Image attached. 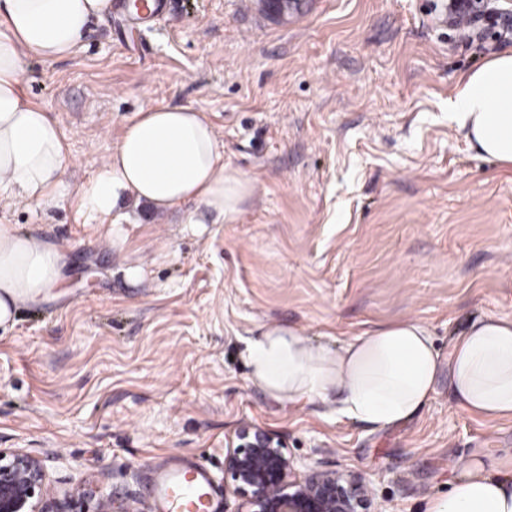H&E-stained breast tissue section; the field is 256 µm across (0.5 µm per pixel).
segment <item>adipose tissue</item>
<instances>
[{"instance_id": "adipose-tissue-1", "label": "adipose tissue", "mask_w": 512, "mask_h": 512, "mask_svg": "<svg viewBox=\"0 0 512 512\" xmlns=\"http://www.w3.org/2000/svg\"><path fill=\"white\" fill-rule=\"evenodd\" d=\"M112 0H0V193L43 209L68 195L64 134L26 98L28 59L50 63L74 55L91 22ZM479 156L512 168V52L464 74L448 106ZM253 190L246 174L227 169L212 124L192 106L149 107L125 126L96 176L77 192L81 208L107 217L126 196L159 211L197 203L201 214L233 223ZM65 254L57 245L0 224V327L20 306L58 288ZM249 381L284 406L335 402L339 415L375 428L404 424L429 403L447 376L456 404L485 419H512V318L484 315L439 351L429 328L403 317L331 347L298 327L258 326L245 343ZM424 512H512V473L483 463L464 466L448 494L429 497Z\"/></svg>"}]
</instances>
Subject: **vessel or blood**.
<instances>
[{"label": "vessel or blood", "mask_w": 512, "mask_h": 512, "mask_svg": "<svg viewBox=\"0 0 512 512\" xmlns=\"http://www.w3.org/2000/svg\"><path fill=\"white\" fill-rule=\"evenodd\" d=\"M211 480L201 469H174L154 488L156 512H209Z\"/></svg>", "instance_id": "1"}]
</instances>
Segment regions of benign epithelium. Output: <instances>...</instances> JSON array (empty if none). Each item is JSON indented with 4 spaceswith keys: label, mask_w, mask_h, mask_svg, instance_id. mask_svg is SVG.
<instances>
[{
    "label": "benign epithelium",
    "mask_w": 512,
    "mask_h": 512,
    "mask_svg": "<svg viewBox=\"0 0 512 512\" xmlns=\"http://www.w3.org/2000/svg\"><path fill=\"white\" fill-rule=\"evenodd\" d=\"M224 488L238 500L237 512H385L363 475L297 458L284 438L252 424L239 426L225 442ZM93 503L131 512L98 487L59 489L41 457L0 448V512H90Z\"/></svg>",
    "instance_id": "obj_1"
}]
</instances>
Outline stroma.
<instances>
[{
    "mask_svg": "<svg viewBox=\"0 0 512 512\" xmlns=\"http://www.w3.org/2000/svg\"><path fill=\"white\" fill-rule=\"evenodd\" d=\"M511 49L501 29L450 21L448 0H167L149 20L92 22L73 57L29 60L24 92L67 136L72 189L141 109L191 105L254 193L236 223L195 228L192 202L159 213L128 197L105 220L67 198L0 202V224L68 257L61 288L0 329V448L134 512H154L153 474L176 459L209 471L213 512H235L224 441L244 422L364 474L387 512H422L462 460H511L512 420L468 414L447 379L413 419L375 429L280 406L242 358L266 320L336 346L409 316L445 350L482 315L512 317V171L448 118L460 78Z\"/></svg>",
    "mask_w": 512,
    "mask_h": 512,
    "instance_id": "35a3bbf8",
    "label": "stroma"
}]
</instances>
